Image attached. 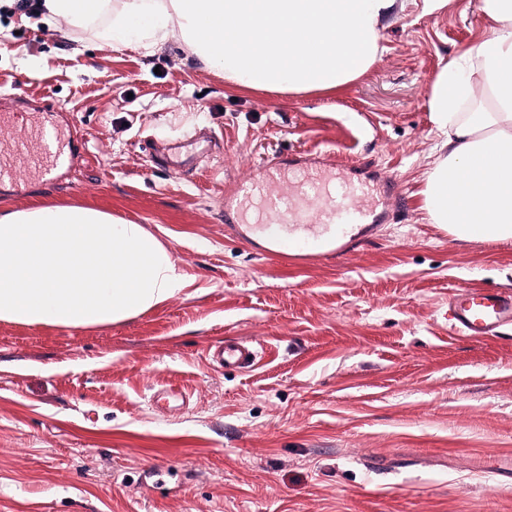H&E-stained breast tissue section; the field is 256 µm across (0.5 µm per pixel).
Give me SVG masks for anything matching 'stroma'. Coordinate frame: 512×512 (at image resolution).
Masks as SVG:
<instances>
[{"label":"stroma","instance_id":"1","mask_svg":"<svg viewBox=\"0 0 512 512\" xmlns=\"http://www.w3.org/2000/svg\"><path fill=\"white\" fill-rule=\"evenodd\" d=\"M480 5L392 20L362 77L302 95L233 88L174 42L144 56L0 10V99L86 147L0 200L141 224L188 277L119 325L0 322V512H512V327L471 339L448 319L457 289L512 291V241L457 240L420 195L430 87L489 37ZM308 153L388 187L361 245L300 265L233 238L225 198ZM219 339L258 364H214Z\"/></svg>","mask_w":512,"mask_h":512}]
</instances>
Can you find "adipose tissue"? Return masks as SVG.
<instances>
[{
    "mask_svg": "<svg viewBox=\"0 0 512 512\" xmlns=\"http://www.w3.org/2000/svg\"><path fill=\"white\" fill-rule=\"evenodd\" d=\"M446 0H42L48 18L152 54L186 46L241 89L307 93L360 78L385 53L384 23ZM492 30L446 64L430 90L441 140L425 176L432 223L461 241L512 240V0H482ZM187 286L142 225L81 205L0 202V321L123 323Z\"/></svg>",
    "mask_w": 512,
    "mask_h": 512,
    "instance_id": "adipose-tissue-1",
    "label": "adipose tissue"
}]
</instances>
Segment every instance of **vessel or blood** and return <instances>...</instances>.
<instances>
[{
    "mask_svg": "<svg viewBox=\"0 0 512 512\" xmlns=\"http://www.w3.org/2000/svg\"><path fill=\"white\" fill-rule=\"evenodd\" d=\"M78 138L74 126L37 122L28 112L0 113V182L21 190L49 183L71 165ZM237 222L232 234L258 238L269 256L289 253L313 263L352 252L356 229L374 223L379 200L371 185L341 175L267 165L266 179L251 184L227 203ZM451 321L461 334L480 338L512 326V293L466 288L448 301ZM209 359L225 367L250 368L256 354L240 342L219 341Z\"/></svg>",
    "mask_w": 512,
    "mask_h": 512,
    "instance_id": "b4317fda",
    "label": "vessel or blood"
}]
</instances>
